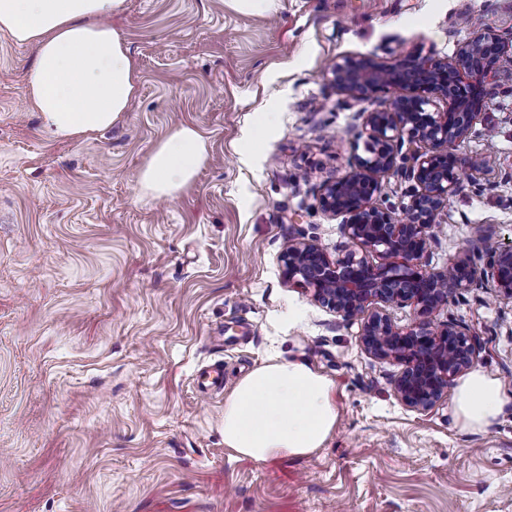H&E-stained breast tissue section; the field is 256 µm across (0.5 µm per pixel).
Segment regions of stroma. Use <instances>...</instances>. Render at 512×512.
I'll return each mask as SVG.
<instances>
[{
	"label": "stroma",
	"mask_w": 512,
	"mask_h": 512,
	"mask_svg": "<svg viewBox=\"0 0 512 512\" xmlns=\"http://www.w3.org/2000/svg\"><path fill=\"white\" fill-rule=\"evenodd\" d=\"M468 11L512 40V0H282L277 16L224 0H127L112 26L136 95L109 130L40 131L26 90L34 46L0 32V512H512V403L481 432L450 400L419 413L402 367L363 350L359 322L286 283L288 240L352 246L318 206L345 176L367 112L331 65L449 56ZM182 124L208 158L173 198L139 192L154 149ZM481 158L433 229L444 267L474 225L512 242V82L455 146ZM466 324L475 367L512 395V299L456 297L433 317ZM336 384L334 435L311 456L257 463L224 446V401L272 354ZM224 365L204 396L202 369Z\"/></svg>",
	"instance_id": "stroma-1"
}]
</instances>
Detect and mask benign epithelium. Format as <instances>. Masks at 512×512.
Segmentation results:
<instances>
[{"instance_id": "1", "label": "benign epithelium", "mask_w": 512, "mask_h": 512, "mask_svg": "<svg viewBox=\"0 0 512 512\" xmlns=\"http://www.w3.org/2000/svg\"><path fill=\"white\" fill-rule=\"evenodd\" d=\"M505 53L499 35L481 29L450 57L407 55L385 62L350 56L336 62V88L356 101L399 91L388 108L367 113L359 133L365 155L355 156L347 175L325 182L318 198L324 214L342 218L356 249L332 258L312 240L293 239L279 255L286 283L309 290L316 303L348 321L361 319L364 350L403 366L395 395L419 412L448 396L477 349L468 326L450 319L435 329L431 316L474 288L489 286L512 299V244L495 241L484 224L476 226L469 249L445 268L431 271L423 264L433 227L459 190L463 170L479 164L461 158L454 146L474 132L493 88L505 77ZM435 99L447 101L448 110H428ZM389 173L410 183L401 219L374 202ZM374 253L384 261L373 263ZM402 305L414 307L417 317L400 327L388 308Z\"/></svg>"}]
</instances>
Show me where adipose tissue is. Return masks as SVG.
I'll return each mask as SVG.
<instances>
[{
  "mask_svg": "<svg viewBox=\"0 0 512 512\" xmlns=\"http://www.w3.org/2000/svg\"><path fill=\"white\" fill-rule=\"evenodd\" d=\"M126 0H0V32L36 48L27 76L41 129L52 140L103 131L126 112L136 92L135 63L110 20ZM208 155L199 131L176 127L138 174L141 193L171 197L192 183ZM333 380L298 359L270 358L224 401V446L257 462L302 458L336 430ZM512 403L500 381L477 368L453 395L463 429L481 431Z\"/></svg>",
  "mask_w": 512,
  "mask_h": 512,
  "instance_id": "adipose-tissue-1",
  "label": "adipose tissue"
}]
</instances>
